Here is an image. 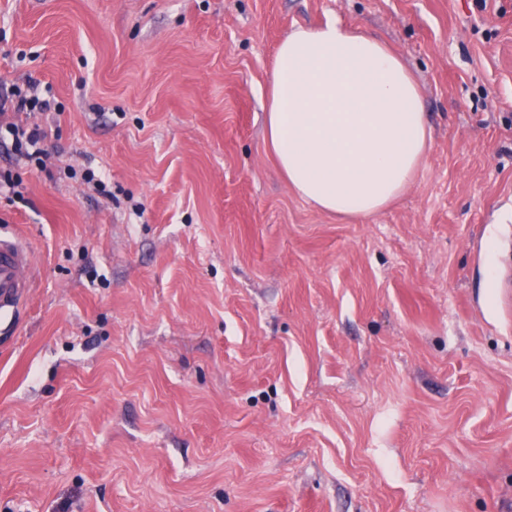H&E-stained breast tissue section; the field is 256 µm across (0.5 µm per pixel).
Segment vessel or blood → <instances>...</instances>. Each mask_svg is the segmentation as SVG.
I'll use <instances>...</instances> for the list:
<instances>
[{
  "label": "vessel or blood",
  "mask_w": 512,
  "mask_h": 512,
  "mask_svg": "<svg viewBox=\"0 0 512 512\" xmlns=\"http://www.w3.org/2000/svg\"><path fill=\"white\" fill-rule=\"evenodd\" d=\"M32 278L31 255L17 238L0 235V335H13Z\"/></svg>",
  "instance_id": "b4317fda"
}]
</instances>
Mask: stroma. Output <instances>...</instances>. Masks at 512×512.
<instances>
[{
    "label": "stroma",
    "instance_id": "obj_1",
    "mask_svg": "<svg viewBox=\"0 0 512 512\" xmlns=\"http://www.w3.org/2000/svg\"><path fill=\"white\" fill-rule=\"evenodd\" d=\"M328 21L390 46L432 130L366 219L264 143L279 43ZM30 84L0 512H512V0H0V95Z\"/></svg>",
    "mask_w": 512,
    "mask_h": 512
}]
</instances>
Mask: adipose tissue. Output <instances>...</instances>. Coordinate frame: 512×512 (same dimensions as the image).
I'll use <instances>...</instances> for the list:
<instances>
[{"instance_id": "ef3b65f1", "label": "adipose tissue", "mask_w": 512, "mask_h": 512, "mask_svg": "<svg viewBox=\"0 0 512 512\" xmlns=\"http://www.w3.org/2000/svg\"><path fill=\"white\" fill-rule=\"evenodd\" d=\"M265 144L291 189L344 218L378 213L414 181L431 146L420 89L382 41L329 21L280 42Z\"/></svg>"}]
</instances>
